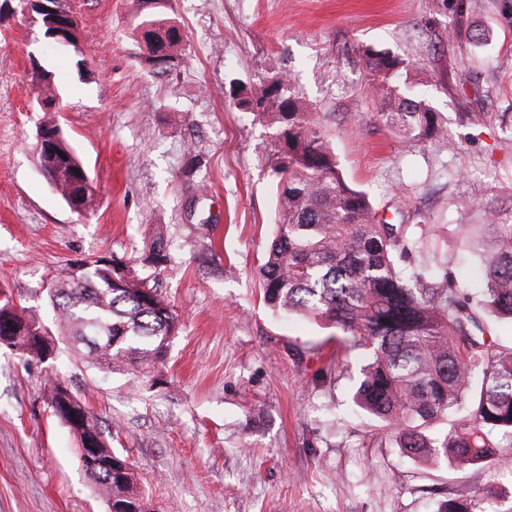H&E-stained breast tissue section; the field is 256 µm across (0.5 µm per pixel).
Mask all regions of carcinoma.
Listing matches in <instances>:
<instances>
[{
  "label": "carcinoma",
  "mask_w": 512,
  "mask_h": 512,
  "mask_svg": "<svg viewBox=\"0 0 512 512\" xmlns=\"http://www.w3.org/2000/svg\"><path fill=\"white\" fill-rule=\"evenodd\" d=\"M136 29L145 48L141 62L156 70L158 57L178 66L181 42L171 0L142 9ZM368 76L380 99V119L413 141L443 133L428 100L402 92L396 79L410 67L388 52H364ZM237 106L276 130L268 164L279 198L275 234L259 267L263 303L273 312L303 316L362 351L352 403L390 432L401 452L418 464L481 469L512 451V346L497 343L498 325L512 324V195L483 211V223L468 224L467 251L481 265L478 290L449 285L448 271L433 265L411 268L404 258L429 231L426 224H380L363 191L343 177L327 133L305 105L292 79L271 71L260 93L239 87ZM56 187L62 198L82 191L64 169ZM171 261L152 243L145 262ZM57 336L102 372H127L159 381L178 315L158 290L116 258L84 259L44 285ZM9 312L25 333L0 327V346L19 359L50 363L51 331L31 312L0 292V314ZM63 383L52 379L45 403L58 408ZM76 416L54 418L77 439V457L99 495L112 493L113 507L146 512V497L126 459L112 454V471L91 467L84 438L108 441L98 419L74 395ZM500 492L460 486L437 512H498Z\"/></svg>",
  "instance_id": "carcinoma-1"
}]
</instances>
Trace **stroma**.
<instances>
[{"label":"stroma","instance_id":"35a3bbf8","mask_svg":"<svg viewBox=\"0 0 512 512\" xmlns=\"http://www.w3.org/2000/svg\"><path fill=\"white\" fill-rule=\"evenodd\" d=\"M172 4L182 60L158 76L139 63L133 0H75L74 49L0 0V286L48 322L43 281L75 260L114 256L180 321L156 389L65 347L50 367L0 349V512H108L45 404L52 372L109 428L152 512H436L457 485L503 487L512 454L467 471L408 461L349 407L356 352L335 330L264 306L257 273L278 206L276 132L231 95L287 72L377 218L434 225L407 265L444 263L479 288L462 227L481 221L472 185L490 202L512 192V0ZM368 47L413 62L398 83L432 104L443 135L409 142L380 120ZM33 55L52 71L61 111L37 107ZM47 121L90 175L87 216L40 169ZM193 156L202 195L181 175ZM157 238L172 254L159 270L142 262Z\"/></svg>","mask_w":512,"mask_h":512}]
</instances>
